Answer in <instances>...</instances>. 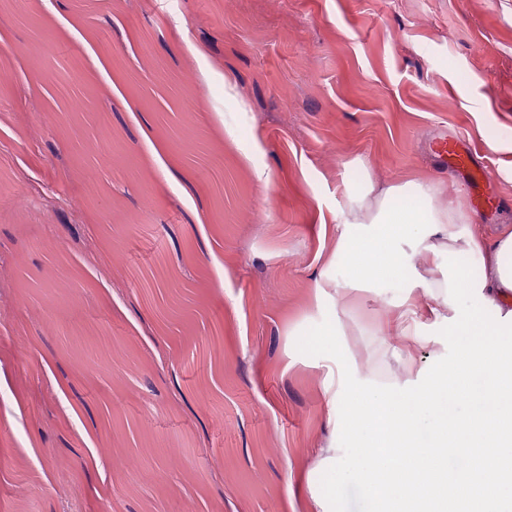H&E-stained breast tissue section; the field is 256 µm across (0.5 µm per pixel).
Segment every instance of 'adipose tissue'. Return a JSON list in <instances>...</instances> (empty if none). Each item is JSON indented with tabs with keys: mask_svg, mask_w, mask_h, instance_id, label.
<instances>
[{
	"mask_svg": "<svg viewBox=\"0 0 512 512\" xmlns=\"http://www.w3.org/2000/svg\"><path fill=\"white\" fill-rule=\"evenodd\" d=\"M357 180L346 185L348 211L336 226V244L315 284L317 296L334 289L337 299L378 280H401L404 293L378 324L392 338L405 369L415 365L418 328L443 321L448 304L437 251L475 260L477 288L486 303L512 304V224L487 227L475 216L441 205L435 182L410 180L380 186L368 160H358ZM413 242L412 253L403 243Z\"/></svg>",
	"mask_w": 512,
	"mask_h": 512,
	"instance_id": "adipose-tissue-1",
	"label": "adipose tissue"
}]
</instances>
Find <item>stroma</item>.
Wrapping results in <instances>:
<instances>
[{"instance_id": "35a3bbf8", "label": "stroma", "mask_w": 512, "mask_h": 512, "mask_svg": "<svg viewBox=\"0 0 512 512\" xmlns=\"http://www.w3.org/2000/svg\"><path fill=\"white\" fill-rule=\"evenodd\" d=\"M486 129L512 0H0V512H306L343 183L365 158L512 224ZM403 289L344 307L369 382L407 376L375 334ZM446 145H443V151L447 154V156L450 158V164L460 170L463 171L469 181L474 185L475 187H479L480 184L484 183L490 178V172L484 169H476L475 171H471L467 169L466 166V159L465 156L462 153H458L453 149L446 150Z\"/></svg>"}]
</instances>
